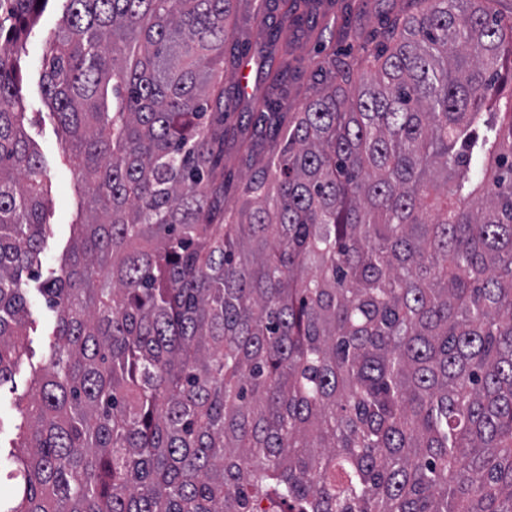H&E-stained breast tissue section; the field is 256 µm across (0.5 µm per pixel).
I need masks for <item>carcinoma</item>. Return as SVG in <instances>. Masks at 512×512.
Segmentation results:
<instances>
[{
  "instance_id": "obj_1",
  "label": "carcinoma",
  "mask_w": 512,
  "mask_h": 512,
  "mask_svg": "<svg viewBox=\"0 0 512 512\" xmlns=\"http://www.w3.org/2000/svg\"><path fill=\"white\" fill-rule=\"evenodd\" d=\"M47 2L0 0V385L28 281L56 313L0 512H512V16L406 0L294 112L318 0H277L268 99L226 126L250 0H69L43 91L89 214L41 280L17 76ZM229 142L269 153L238 210ZM288 36L293 41V65L297 68L291 83H288V103L297 105L303 100L305 89L311 83V69L308 61L320 49L322 38L320 26L311 27L310 23L292 28Z\"/></svg>"
}]
</instances>
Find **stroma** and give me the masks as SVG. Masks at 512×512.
I'll use <instances>...</instances> for the list:
<instances>
[{
    "mask_svg": "<svg viewBox=\"0 0 512 512\" xmlns=\"http://www.w3.org/2000/svg\"><path fill=\"white\" fill-rule=\"evenodd\" d=\"M67 0H49L46 8L30 27L25 53L21 58V94L25 110L27 137L38 151L50 189L51 204L47 222L51 233L44 243L40 273L49 276L59 269L72 235V226L80 210V194L74 170L63 151V137L51 104L42 91L43 55L45 43L61 24ZM293 56L297 71L288 85V101L298 104L311 83L308 61L320 49L319 27L310 24L292 28ZM29 304L33 327L29 331L30 348L35 361H43L49 351V338L55 326V314L37 292H30ZM31 372L28 366L17 368L12 380L0 385V449L8 450L15 434L16 398L31 392Z\"/></svg>",
    "mask_w": 512,
    "mask_h": 512,
    "instance_id": "stroma-1",
    "label": "stroma"
}]
</instances>
